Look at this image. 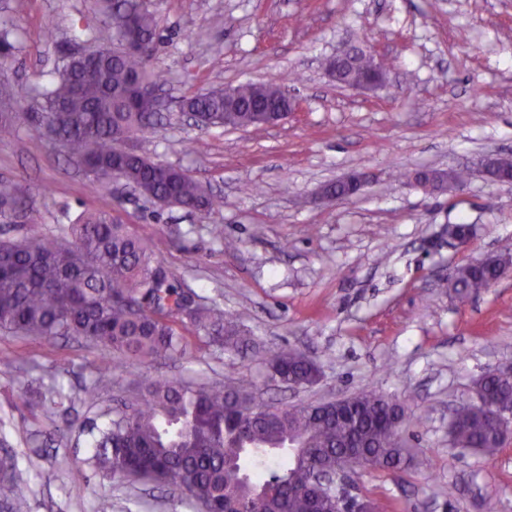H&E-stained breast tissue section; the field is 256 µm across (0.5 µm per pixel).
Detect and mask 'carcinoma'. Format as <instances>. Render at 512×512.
Returning a JSON list of instances; mask_svg holds the SVG:
<instances>
[{
  "label": "carcinoma",
  "instance_id": "1",
  "mask_svg": "<svg viewBox=\"0 0 512 512\" xmlns=\"http://www.w3.org/2000/svg\"><path fill=\"white\" fill-rule=\"evenodd\" d=\"M97 13L112 29L115 48L90 46L88 57L64 59L56 75L37 90L39 111L27 113L29 129L50 142L65 141L66 154L94 181L120 175L146 199L175 201L191 212H210L224 199L206 192L186 170L155 162L126 147L146 133L158 113L142 107V83H163L151 68L158 51L157 21L145 0H97ZM14 25L0 21V59L12 56ZM145 44L129 53L125 42ZM369 62L357 50L342 67L339 81L360 82ZM236 98L199 90L182 98L183 110L198 114L203 127L260 128L257 111L280 102L276 81L242 83ZM16 94L0 81V132L12 128L9 112ZM453 185L465 170L430 172ZM43 223L32 205H21L18 187L0 181V331L22 338H82L106 357L99 377L80 390L87 404L99 400L112 365L166 362L186 356L184 332L191 329L220 350L239 351L246 337L238 318L216 306L197 304L181 315L185 290L152 248L107 211H85L69 225V239L29 236ZM512 270V254L486 263L456 267L448 288L460 301L491 287ZM265 360L271 380L302 387L316 382L315 362L292 350L269 348ZM474 392L512 406V373L489 371L473 383ZM403 405L375 389L351 396L348 414L322 403L279 406L256 396L253 382L241 377L232 386L191 385L157 375L143 380L137 397L123 402L102 423H92L91 461L102 472L128 481L166 484L199 512H332V503L314 499L300 486L307 470L355 474L370 466L404 468L413 461L401 434ZM453 446L490 458L504 434L479 403L459 406L450 423ZM301 448L290 453L288 442ZM31 488L17 455L0 456V504L7 512H29Z\"/></svg>",
  "mask_w": 512,
  "mask_h": 512
}]
</instances>
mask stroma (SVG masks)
Returning <instances> with one entry per match:
<instances>
[{
	"instance_id": "obj_1",
	"label": "stroma",
	"mask_w": 512,
	"mask_h": 512,
	"mask_svg": "<svg viewBox=\"0 0 512 512\" xmlns=\"http://www.w3.org/2000/svg\"><path fill=\"white\" fill-rule=\"evenodd\" d=\"M161 42L152 62L165 71L162 119L138 137L153 160L187 170L223 197L221 210L189 212L144 199L124 181L92 182L57 147L27 129L32 92L66 54L110 45L104 28L83 29L95 0H0V18L20 30L9 82L18 94L12 129L0 132V180L18 184L45 221L35 234L62 235L85 208L111 211L145 239L181 287L236 314L251 338L229 355L187 333L185 358L113 369L98 403L74 401L46 414L50 383L78 393L98 376L100 351L72 339L33 342L0 333V448L28 470L30 512H195L166 487L103 476L78 430L160 373L224 385L252 379L269 403H317L373 386L410 419L403 437L431 469H361L355 495L380 512H512V435L485 458L453 447L454 408L474 401L473 381L512 367V276L479 297L451 298L456 266L512 252V184L490 182L479 162L512 158V0H150ZM351 46L382 59L386 83L337 85L323 61ZM282 80L296 99L288 119L261 130L198 126L179 99L212 86ZM468 169L456 191L429 193L409 176L422 168ZM375 174L354 198L318 203L317 189L354 171ZM475 227L466 247L448 225ZM181 228L172 239L171 225ZM220 224L237 251L209 227ZM295 349L320 369L299 390L269 382L264 352ZM66 453L75 469L52 457Z\"/></svg>"
}]
</instances>
